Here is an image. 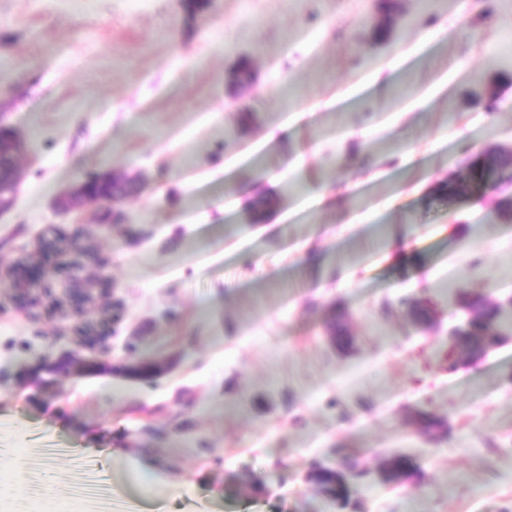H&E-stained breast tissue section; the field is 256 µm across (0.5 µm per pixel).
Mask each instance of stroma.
Listing matches in <instances>:
<instances>
[{"label":"stroma","mask_w":512,"mask_h":512,"mask_svg":"<svg viewBox=\"0 0 512 512\" xmlns=\"http://www.w3.org/2000/svg\"><path fill=\"white\" fill-rule=\"evenodd\" d=\"M382 4L0 0V122L24 141L0 259L79 235L101 263L48 277L120 303L96 355L0 280V448L43 449L59 486L102 464L112 512H512V185L434 191L512 146V67L490 58L512 0H398L379 43ZM103 171L140 184L122 223L56 210ZM259 196L286 220L248 223ZM452 285L499 307L502 337L449 362ZM145 358L160 372L128 376ZM393 452L409 480L385 481Z\"/></svg>","instance_id":"stroma-1"}]
</instances>
